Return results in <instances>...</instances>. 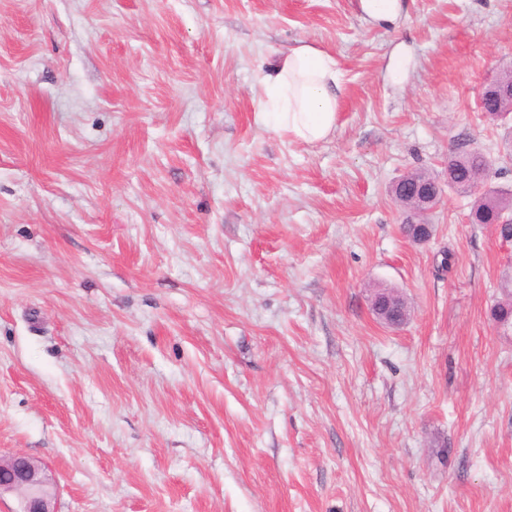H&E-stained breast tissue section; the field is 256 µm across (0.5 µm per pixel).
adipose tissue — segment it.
<instances>
[{
	"mask_svg": "<svg viewBox=\"0 0 512 512\" xmlns=\"http://www.w3.org/2000/svg\"><path fill=\"white\" fill-rule=\"evenodd\" d=\"M262 116L272 117L278 130L297 142L314 143L336 129L344 94L335 58L302 43L260 69Z\"/></svg>",
	"mask_w": 512,
	"mask_h": 512,
	"instance_id": "adipose-tissue-1",
	"label": "adipose tissue"
}]
</instances>
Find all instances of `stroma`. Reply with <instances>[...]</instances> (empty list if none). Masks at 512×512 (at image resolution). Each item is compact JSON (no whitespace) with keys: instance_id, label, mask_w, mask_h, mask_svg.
Instances as JSON below:
<instances>
[{"instance_id":"35a3bbf8","label":"stroma","mask_w":512,"mask_h":512,"mask_svg":"<svg viewBox=\"0 0 512 512\" xmlns=\"http://www.w3.org/2000/svg\"><path fill=\"white\" fill-rule=\"evenodd\" d=\"M358 3L0 0V457L59 512H512V241L448 187L476 148L512 189V0ZM298 40L345 84L314 144L258 117ZM364 12L377 20L386 21L397 16L400 11L399 0H361ZM428 174L434 181L437 182L436 176L433 173L428 172ZM434 181H431L429 183H424V184L407 183V182H402L400 184V189L403 186H408V187L414 186V187H410V190L404 195L407 196L413 202L416 210L419 213L423 214L427 210H429L430 206L433 204V202H434V206L436 207L441 200V197H442L441 192H440L439 197L434 201L433 193H431V191L427 190V188H429L430 186H433V189L435 191L438 190V186H437L436 182H434Z\"/></svg>"}]
</instances>
